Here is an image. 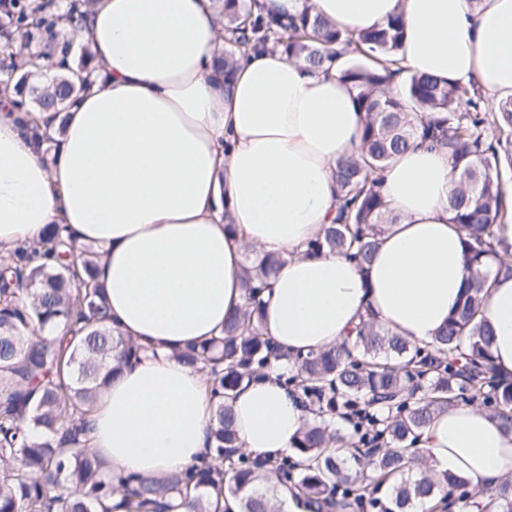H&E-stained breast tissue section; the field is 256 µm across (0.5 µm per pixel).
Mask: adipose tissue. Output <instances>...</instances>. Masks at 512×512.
I'll return each mask as SVG.
<instances>
[{
    "label": "adipose tissue",
    "instance_id": "1",
    "mask_svg": "<svg viewBox=\"0 0 512 512\" xmlns=\"http://www.w3.org/2000/svg\"><path fill=\"white\" fill-rule=\"evenodd\" d=\"M352 34L403 15L406 73L512 97V0H308ZM221 0H93L74 25L99 65L63 112L37 131L0 112V250L64 225L96 247V277L114 333L144 347L98 397L91 452L112 477L179 475L210 457L212 400L201 367L177 355L220 334L245 303V254L282 263L262 332L292 354L350 340L363 315L418 345L434 343L466 284L465 234L450 223L446 150L412 145L382 173L398 221L369 265L307 245L337 212L334 173L361 147L364 115L336 70L284 49L237 64L231 88L211 76L224 47ZM496 370L512 375V277L483 291ZM243 450L288 453L312 415L279 373L228 400ZM437 473L470 482L461 512H486V488L512 480V434L458 405L423 428Z\"/></svg>",
    "mask_w": 512,
    "mask_h": 512
}]
</instances>
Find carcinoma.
<instances>
[{"instance_id":"carcinoma-1","label":"carcinoma","mask_w":512,"mask_h":512,"mask_svg":"<svg viewBox=\"0 0 512 512\" xmlns=\"http://www.w3.org/2000/svg\"><path fill=\"white\" fill-rule=\"evenodd\" d=\"M92 0H0V95L13 112H60L86 85L77 80L29 87L30 98L10 87L14 73L34 60L61 69L72 40L66 25L84 15ZM224 56L215 76L230 87L238 58L259 47L282 46L312 68L349 55L340 79L365 113L361 152L336 168V223L309 244L368 262L387 225L397 223L378 188L379 175L418 140L449 150L454 187L450 221L465 231L468 278L465 292L436 344L420 347L381 327L371 317L354 329L355 341L304 356L278 352L260 329L262 294L282 263L264 256L245 267L246 304L224 321L209 342L180 351L181 359L209 368V388L218 397L211 418V456L202 470L114 484L103 461L87 451L88 416L100 388L120 366L140 354L132 341L104 323L107 300L95 276L96 252L77 248L50 229L39 245L0 257V512H279L278 488L306 502L311 512H345L378 504L373 494L389 485L383 512H409L416 502L445 512L454 493L464 497L469 481L432 474L415 444L435 412L448 408L462 390L493 408L492 416L512 432V380L495 372L490 328L482 316L481 293L494 273L512 275L502 262L503 171L512 170V100L498 103L487 133V112L475 86L451 87L410 74L401 94L390 85L400 74L396 58L403 19L392 18L358 40L305 8L296 16L264 11L262 0H224ZM62 324L64 336H36ZM291 361V383L315 406L300 432L296 457L270 464L241 452L231 409L224 399L244 380ZM377 416L384 411L382 445L363 450L336 433V407ZM218 497L211 499L210 490ZM496 512H512V481L491 498Z\"/></svg>"}]
</instances>
